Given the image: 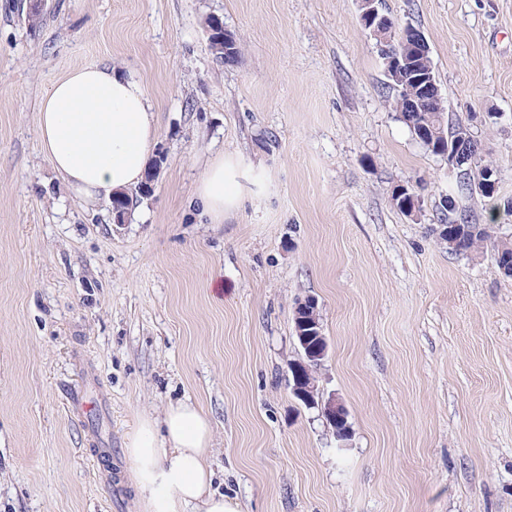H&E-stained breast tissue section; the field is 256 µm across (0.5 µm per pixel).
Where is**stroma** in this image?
<instances>
[{"label": "stroma", "instance_id": "35a3bbf8", "mask_svg": "<svg viewBox=\"0 0 512 512\" xmlns=\"http://www.w3.org/2000/svg\"><path fill=\"white\" fill-rule=\"evenodd\" d=\"M23 2L0 0V512H141L126 437L178 401L211 420L239 512H512V278L440 238L456 176L391 109L357 0H45L35 27ZM383 7L423 32L449 122L512 200V0ZM84 65L123 68L156 112L163 162L122 225L39 142L42 97ZM225 153L258 179L212 224L196 187ZM306 296L343 448L291 392Z\"/></svg>", "mask_w": 512, "mask_h": 512}]
</instances>
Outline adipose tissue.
<instances>
[{"instance_id":"obj_1","label":"adipose tissue","mask_w":512,"mask_h":512,"mask_svg":"<svg viewBox=\"0 0 512 512\" xmlns=\"http://www.w3.org/2000/svg\"><path fill=\"white\" fill-rule=\"evenodd\" d=\"M40 144L63 183L86 200L138 186L158 135L153 106L123 69L86 65L54 82L36 115ZM252 164L229 154L210 161L197 197L223 223L249 192ZM212 428L194 404L143 416L127 437V456L143 512H237L213 489Z\"/></svg>"}]
</instances>
